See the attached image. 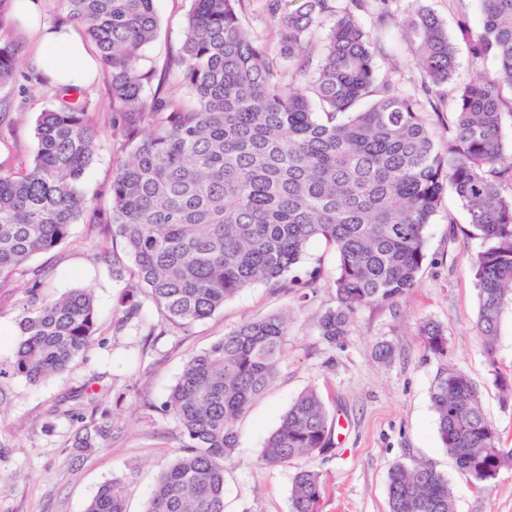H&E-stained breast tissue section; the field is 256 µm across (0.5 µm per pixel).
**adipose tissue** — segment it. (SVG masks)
Listing matches in <instances>:
<instances>
[{
  "label": "adipose tissue",
  "mask_w": 512,
  "mask_h": 512,
  "mask_svg": "<svg viewBox=\"0 0 512 512\" xmlns=\"http://www.w3.org/2000/svg\"><path fill=\"white\" fill-rule=\"evenodd\" d=\"M13 2L17 20L34 34L29 49L31 63L59 85L83 86L91 82L97 73V63L77 28L70 23H45L41 0Z\"/></svg>",
  "instance_id": "obj_1"
}]
</instances>
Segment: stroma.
Returning <instances> with one entry per match:
<instances>
[{
  "label": "stroma",
  "mask_w": 512,
  "mask_h": 512,
  "mask_svg": "<svg viewBox=\"0 0 512 512\" xmlns=\"http://www.w3.org/2000/svg\"><path fill=\"white\" fill-rule=\"evenodd\" d=\"M156 39L144 50L146 65L162 66L182 45L191 0H156ZM90 108L101 126L87 192L109 185L122 155L112 148L111 85L98 74L89 85ZM13 106L0 119V165L29 163L35 153L36 118L50 103L43 86L13 87ZM469 217L454 194H445L427 228L426 259L418 283L396 305L362 309L342 344L329 345L317 321L332 306L330 288L303 294L264 284L240 291L223 309L166 336L149 333L160 314L131 279L115 280L94 257L85 224L72 225L67 243L33 256L27 267L41 273L44 292L58 297L92 289L99 330L90 348L66 371L35 383L0 379V512H85L102 485L121 480L127 512H145L160 468L181 445L177 424L158 412L186 361L208 349L243 321L273 312L291 318L288 348L276 377L237 422V449L225 463L224 512H290L294 474L312 465L324 485L321 512H388L387 479L398 462L432 465L447 478L456 512H512V468L501 470L490 495L478 493L442 447L430 391L441 363L461 367L476 385L484 414L512 450V401L493 384L475 331L478 297L467 237ZM27 281L0 283V367L8 366L20 340V302ZM141 302V320L116 330L122 298ZM443 326L448 358L429 355L418 336L421 322ZM393 349L389 361L378 345ZM318 386L329 410L333 448L311 460L270 468L261 454L269 435L297 397ZM154 410H147L145 402ZM109 409L113 438L106 449L76 448L83 420Z\"/></svg>",
  "instance_id": "stroma-1"
}]
</instances>
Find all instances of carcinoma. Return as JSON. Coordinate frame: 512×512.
I'll list each match as a JSON object with an SVG mask.
<instances>
[{
	"label": "carcinoma",
	"instance_id": "1",
	"mask_svg": "<svg viewBox=\"0 0 512 512\" xmlns=\"http://www.w3.org/2000/svg\"><path fill=\"white\" fill-rule=\"evenodd\" d=\"M154 2L58 0L111 78L112 140L130 159L105 192L88 197L81 182L98 122L85 90L77 99L54 90L37 118L32 163L0 166V282L25 276L29 258L58 247L82 222L112 278L127 272L118 250L132 259L138 287L161 312L149 335L165 336L257 284L316 290L320 267L294 270L321 240L336 254V274L335 304L318 330L334 346L361 309L392 306L415 287L427 227L451 190L481 241L470 256L477 335L496 387L512 400V376L496 361L502 318L512 310V152L503 135V115L512 116V0H482L476 27L456 11L458 39L479 67L465 82L456 78V41L423 6L400 19L392 0H261L276 23L273 46L243 26L252 0H193L185 40L167 64L175 90L143 64L159 25ZM10 4L0 0V91L24 74ZM330 15L322 41L317 30ZM391 26L406 28L413 44L409 91L395 71L378 73L381 33ZM487 61L495 70L482 68ZM445 112L447 134L438 137L431 124ZM18 326L12 374L49 378L96 335L94 297L82 288L51 299L34 280ZM288 333L286 314L255 317L185 363L160 406L180 427L181 451L160 469L146 512H224L236 423L272 383ZM419 336L428 353L447 355L444 327L425 322ZM431 402L442 447L479 493L491 494L512 452L500 448L467 373L440 368ZM109 416L104 409L84 426L82 447H105ZM328 421L320 392L308 388L268 437L262 463L328 452ZM322 498L321 473L299 470L291 512H320ZM388 505L456 512L448 479L424 463L391 467ZM87 512H126L121 482L104 485Z\"/></svg>",
	"mask_w": 512,
	"mask_h": 512
}]
</instances>
